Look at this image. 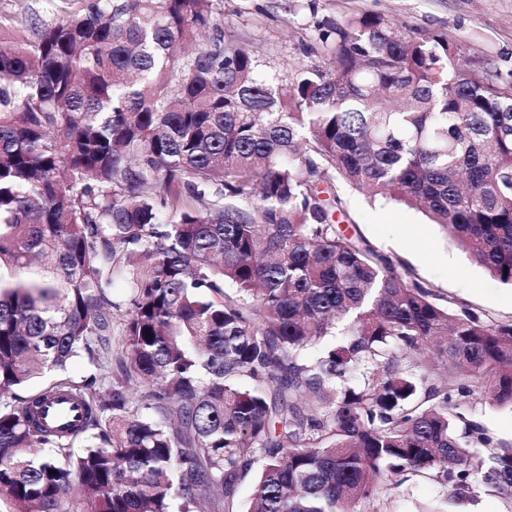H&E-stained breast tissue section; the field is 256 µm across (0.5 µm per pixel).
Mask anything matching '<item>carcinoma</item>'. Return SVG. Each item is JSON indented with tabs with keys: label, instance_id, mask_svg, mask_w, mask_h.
<instances>
[{
	"label": "carcinoma",
	"instance_id": "1",
	"mask_svg": "<svg viewBox=\"0 0 512 512\" xmlns=\"http://www.w3.org/2000/svg\"><path fill=\"white\" fill-rule=\"evenodd\" d=\"M41 2L0 14L5 512H242L250 477L247 512L512 495L461 411L512 409V320L334 219L340 184L414 206L512 287V74L376 14L272 74L220 0ZM82 352L103 390L63 375ZM81 415V408H74L72 404L63 401H52L43 411L44 420L51 424L72 423L76 426L80 423Z\"/></svg>",
	"mask_w": 512,
	"mask_h": 512
}]
</instances>
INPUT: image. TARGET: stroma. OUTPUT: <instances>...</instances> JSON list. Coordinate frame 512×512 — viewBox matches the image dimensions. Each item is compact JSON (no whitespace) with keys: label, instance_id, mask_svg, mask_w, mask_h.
I'll list each match as a JSON object with an SVG mask.
<instances>
[{"label":"stroma","instance_id":"obj_1","mask_svg":"<svg viewBox=\"0 0 512 512\" xmlns=\"http://www.w3.org/2000/svg\"><path fill=\"white\" fill-rule=\"evenodd\" d=\"M370 13L407 29L442 33L461 44L477 69L512 73V0H224L227 34L258 50L271 66L308 62L317 26ZM348 219L381 251L402 256L442 299L467 304L489 317L512 319V287L489 276L421 212L395 202L370 203L344 189ZM470 418L494 441L512 443V411L479 400L466 403ZM393 512H512V499L483 487L446 499L430 480L398 489Z\"/></svg>","mask_w":512,"mask_h":512}]
</instances>
